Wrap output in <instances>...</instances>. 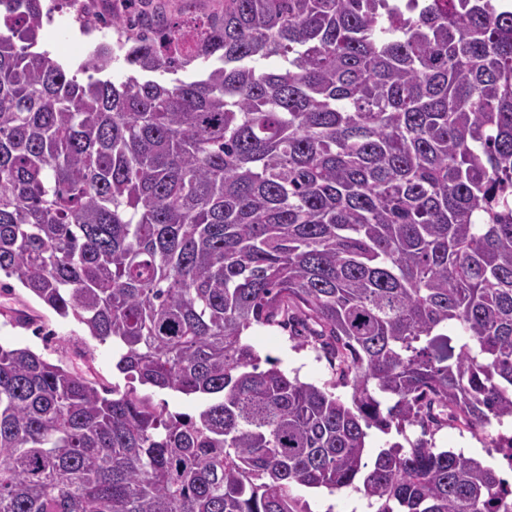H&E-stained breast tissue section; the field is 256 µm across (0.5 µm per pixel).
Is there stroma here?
<instances>
[{"instance_id": "1", "label": "stroma", "mask_w": 512, "mask_h": 512, "mask_svg": "<svg viewBox=\"0 0 512 512\" xmlns=\"http://www.w3.org/2000/svg\"><path fill=\"white\" fill-rule=\"evenodd\" d=\"M140 8L159 13L168 23L200 27L215 6V0H138ZM95 36L82 35L73 12L56 16L53 23L40 33V48L49 51L52 59L69 65L79 80L93 76L91 53L97 45ZM25 309L34 312L37 319L28 327H21L0 315V345L7 348L27 347L49 361L60 359L75 367L91 368L93 374L107 386L127 388L128 382L113 366L111 344H99L86 336L82 325L74 319H63L46 309L28 291L15 287L12 295L0 296V307ZM293 331L285 325L256 326L247 333L248 341L260 357L277 360L289 376L319 387H333L336 395L349 399L350 387L337 384L333 370L318 344L308 341L297 344ZM435 445L441 450L475 457L495 470H506L507 464L491 443L477 440L467 430L446 425L434 434ZM303 512H360L367 499L362 492L348 487L335 492L326 489L295 487Z\"/></svg>"}]
</instances>
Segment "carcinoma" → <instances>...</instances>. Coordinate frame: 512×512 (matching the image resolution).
Returning <instances> with one entry per match:
<instances>
[{"mask_svg":"<svg viewBox=\"0 0 512 512\" xmlns=\"http://www.w3.org/2000/svg\"><path fill=\"white\" fill-rule=\"evenodd\" d=\"M47 20L0 0V274L116 345L128 382L205 406L0 345V512H303L294 486L357 482L376 512H512L433 442L512 420V5L114 16L93 67L123 58L119 84L52 59ZM280 317L350 400L260 358L245 332ZM408 427L368 456L370 429Z\"/></svg>","mask_w":512,"mask_h":512,"instance_id":"cac0c4a2","label":"carcinoma"}]
</instances>
